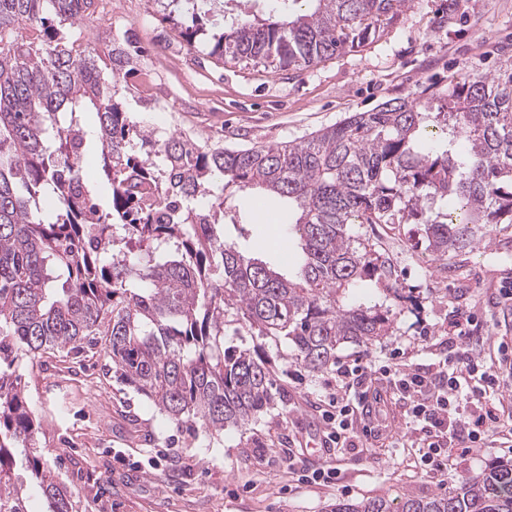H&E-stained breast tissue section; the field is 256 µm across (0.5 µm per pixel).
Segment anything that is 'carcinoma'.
Returning <instances> with one entry per match:
<instances>
[{"mask_svg":"<svg viewBox=\"0 0 512 512\" xmlns=\"http://www.w3.org/2000/svg\"><path fill=\"white\" fill-rule=\"evenodd\" d=\"M98 0H0V512H78L35 440L42 430L15 364L46 350L102 346L109 369L169 422L241 428L277 394L264 346L224 347V327L290 345L311 373L345 343L390 335L398 283L381 227L408 231L439 260L470 252L484 230L512 234V63L464 72L424 103L392 98L300 142L233 150L153 137L121 97L139 50L80 27ZM311 8L289 13L292 5ZM224 21L212 51L307 68L364 45L408 0H280V14ZM95 114L90 128L85 116ZM100 145L110 208L82 174ZM259 188L294 208V277L224 242V189ZM384 299L357 301L366 282ZM329 512H394L371 497ZM399 512H512V461L450 492L401 496Z\"/></svg>","mask_w":512,"mask_h":512,"instance_id":"1","label":"carcinoma"}]
</instances>
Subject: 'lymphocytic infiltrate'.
<instances>
[{"label":"lymphocytic infiltrate","instance_id":"obj_1","mask_svg":"<svg viewBox=\"0 0 512 512\" xmlns=\"http://www.w3.org/2000/svg\"><path fill=\"white\" fill-rule=\"evenodd\" d=\"M474 324V318L461 311L449 321L448 333L458 350L449 358L445 371L408 364L378 368L386 381L409 397V423L425 420L433 428L432 438L418 442L422 450L420 462L429 470L446 469L453 451L477 453L485 442L512 435V412L503 398L487 395L488 390L499 389V375L469 347ZM368 371V366L358 362L337 366L336 376L345 391L328 395L330 410L324 421L329 444L344 448L356 437V415L368 397L361 389Z\"/></svg>","mask_w":512,"mask_h":512}]
</instances>
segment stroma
<instances>
[{
    "label": "stroma",
    "mask_w": 512,
    "mask_h": 512,
    "mask_svg": "<svg viewBox=\"0 0 512 512\" xmlns=\"http://www.w3.org/2000/svg\"><path fill=\"white\" fill-rule=\"evenodd\" d=\"M164 20L149 0H102L82 28L83 40L101 46L104 32L128 37L139 49L138 77H150L152 104L126 96L124 106L159 136L184 135L233 149L300 141L355 112L394 97H421L427 87L447 89L466 71L495 72L512 61V0H410L395 24L355 52L340 53L301 69L272 68L213 53L208 38L188 47L186 8ZM242 221L224 238L244 256L282 263L297 251L288 234L286 201L249 189L229 197ZM389 248L403 287L414 289L418 308L394 307L390 336L369 347L348 343L340 361L430 365L447 359L452 312L473 313L474 354L512 347V256L490 248L458 257L448 273L423 246L393 239ZM283 402L246 427L213 437L189 432L161 416L150 401L108 372L101 349L75 354L47 351L23 361L19 372L31 409L43 426L38 449L74 495L79 512H326L336 500L359 501L403 493L428 495L457 486L501 457L492 446L428 472L411 441L395 445L405 430L408 399L390 391L388 425L375 437L338 454L320 444L328 381L311 373L286 343L266 341ZM299 465L335 466L336 484L306 485L288 471Z\"/></svg>",
    "instance_id": "obj_1"
}]
</instances>
